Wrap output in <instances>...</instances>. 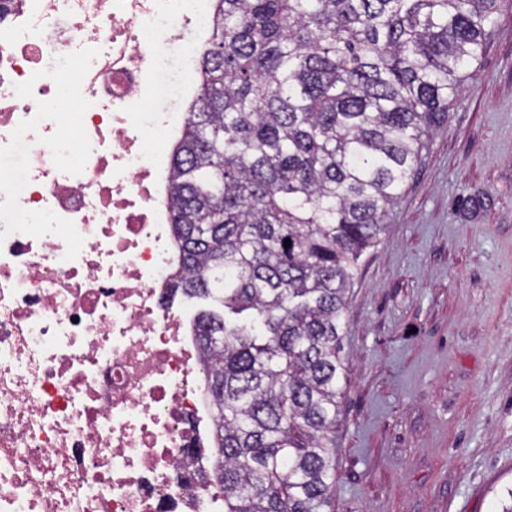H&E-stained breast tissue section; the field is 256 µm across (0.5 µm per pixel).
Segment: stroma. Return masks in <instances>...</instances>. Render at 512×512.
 Instances as JSON below:
<instances>
[{
	"mask_svg": "<svg viewBox=\"0 0 512 512\" xmlns=\"http://www.w3.org/2000/svg\"><path fill=\"white\" fill-rule=\"evenodd\" d=\"M347 299L336 512H493L512 485V12Z\"/></svg>",
	"mask_w": 512,
	"mask_h": 512,
	"instance_id": "stroma-1",
	"label": "stroma"
}]
</instances>
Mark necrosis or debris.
<instances>
[{"label": "necrosis or debris", "mask_w": 512, "mask_h": 512, "mask_svg": "<svg viewBox=\"0 0 512 512\" xmlns=\"http://www.w3.org/2000/svg\"><path fill=\"white\" fill-rule=\"evenodd\" d=\"M215 0H0V512H224L173 146Z\"/></svg>", "instance_id": "obj_1"}]
</instances>
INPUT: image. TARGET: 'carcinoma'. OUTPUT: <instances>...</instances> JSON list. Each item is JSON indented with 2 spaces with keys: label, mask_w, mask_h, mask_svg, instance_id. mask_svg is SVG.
I'll return each instance as SVG.
<instances>
[{
  "label": "carcinoma",
  "mask_w": 512,
  "mask_h": 512,
  "mask_svg": "<svg viewBox=\"0 0 512 512\" xmlns=\"http://www.w3.org/2000/svg\"><path fill=\"white\" fill-rule=\"evenodd\" d=\"M504 2L217 0L170 278L201 302L224 512H336L347 293Z\"/></svg>",
  "instance_id": "cac0c4a2"
}]
</instances>
